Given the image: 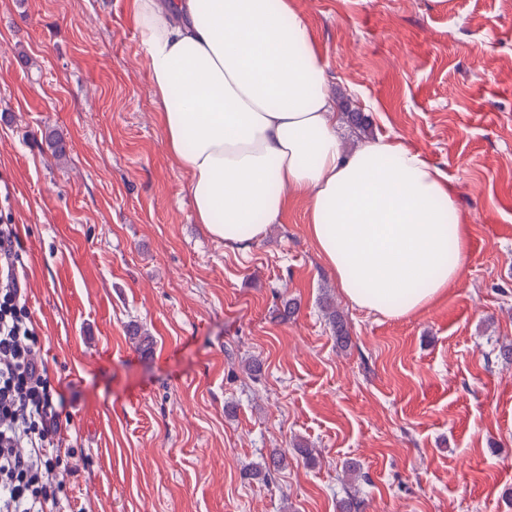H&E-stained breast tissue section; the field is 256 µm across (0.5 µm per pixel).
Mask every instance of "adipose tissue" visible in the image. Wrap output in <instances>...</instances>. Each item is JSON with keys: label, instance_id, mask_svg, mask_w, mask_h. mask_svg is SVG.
I'll return each instance as SVG.
<instances>
[{"label": "adipose tissue", "instance_id": "obj_1", "mask_svg": "<svg viewBox=\"0 0 512 512\" xmlns=\"http://www.w3.org/2000/svg\"><path fill=\"white\" fill-rule=\"evenodd\" d=\"M169 153L197 223L245 250L309 200L308 233L350 302L403 317L458 278L468 229L446 174L388 136L342 153L336 102L288 0H132Z\"/></svg>", "mask_w": 512, "mask_h": 512}]
</instances>
